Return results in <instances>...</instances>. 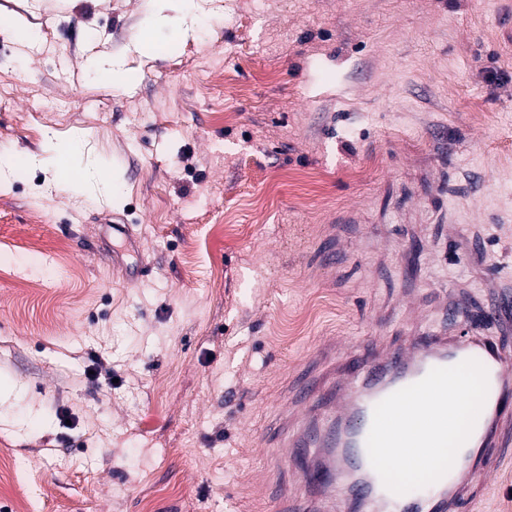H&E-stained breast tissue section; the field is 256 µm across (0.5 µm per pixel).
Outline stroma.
<instances>
[{
  "label": "stroma",
  "instance_id": "35a3bbf8",
  "mask_svg": "<svg viewBox=\"0 0 512 512\" xmlns=\"http://www.w3.org/2000/svg\"><path fill=\"white\" fill-rule=\"evenodd\" d=\"M252 4L187 35L0 0V450L36 512H276L297 371L453 299L512 350V0ZM460 512H512V455Z\"/></svg>",
  "mask_w": 512,
  "mask_h": 512
}]
</instances>
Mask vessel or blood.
Instances as JSON below:
<instances>
[{"mask_svg": "<svg viewBox=\"0 0 512 512\" xmlns=\"http://www.w3.org/2000/svg\"><path fill=\"white\" fill-rule=\"evenodd\" d=\"M479 361L487 370L488 393L484 407L466 442V465H455L441 478L438 494L412 492L400 496L387 490L373 469L366 446L375 406L392 393L421 380L432 368L450 367L464 360ZM304 411L300 427L280 425L265 454L279 458L312 459L306 479L320 478L318 495L304 498L279 491L282 512H324L336 500L335 475L359 474L347 488L350 512H371L376 500L393 502L396 512H456L460 502L476 491L471 476L487 466L492 450L512 440V356L488 337L444 333L413 337L407 346L392 352L373 350L351 369L323 388L306 378L297 391Z\"/></svg>", "mask_w": 512, "mask_h": 512, "instance_id": "vessel-or-blood-1", "label": "vessel or blood"}]
</instances>
